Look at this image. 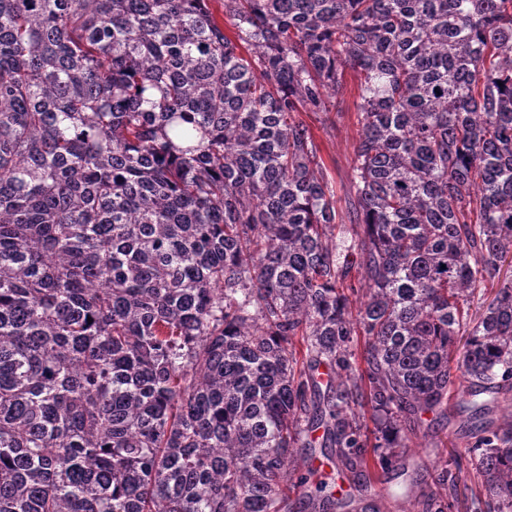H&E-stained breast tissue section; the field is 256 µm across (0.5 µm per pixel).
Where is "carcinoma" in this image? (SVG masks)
I'll list each match as a JSON object with an SVG mask.
<instances>
[{"mask_svg": "<svg viewBox=\"0 0 512 512\" xmlns=\"http://www.w3.org/2000/svg\"><path fill=\"white\" fill-rule=\"evenodd\" d=\"M224 9L0 0V512H295L319 429L366 482L307 512H382L380 471L455 512L464 456L512 512V0ZM348 70L340 200L299 113ZM456 384L473 442L427 480ZM434 415L431 413L422 415L416 436L412 437L410 448H406V462L411 467L419 466L421 472L426 475L433 473V462L438 457L450 460L454 450L461 451L466 444L473 441L465 434H457L458 421L451 417L448 425H433L431 421Z\"/></svg>", "mask_w": 512, "mask_h": 512, "instance_id": "cac0c4a2", "label": "carcinoma"}]
</instances>
